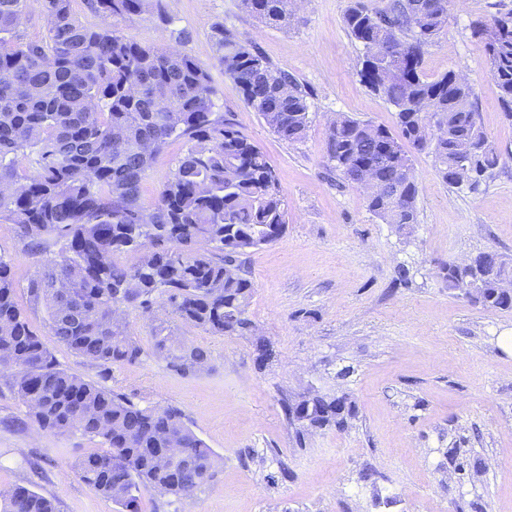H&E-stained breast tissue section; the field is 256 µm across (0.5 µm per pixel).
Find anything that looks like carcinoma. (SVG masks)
I'll return each instance as SVG.
<instances>
[{"label": "carcinoma", "instance_id": "carcinoma-1", "mask_svg": "<svg viewBox=\"0 0 512 512\" xmlns=\"http://www.w3.org/2000/svg\"><path fill=\"white\" fill-rule=\"evenodd\" d=\"M150 0H89L104 25L90 28L72 0H43L46 35L20 31L28 0H0V217L15 224L24 248L43 251L46 237L58 259L27 284L30 309L45 312L55 340L101 365L135 364L144 350L113 309L149 313L165 298L182 322L214 335L252 331L247 307L253 282L244 256L278 239L288 210L265 154L231 122L215 115L216 89L193 58L130 42L108 20L134 22ZM242 9L268 26L295 21L293 0H241ZM448 0H389L371 9L349 0L343 21L363 47L356 74L396 109L399 134L340 114L330 123L326 152L342 180L356 186L364 172L387 187L365 197L368 210L402 230L417 223L418 185L406 145L434 155L443 181L479 191L499 155L482 126L470 83L453 71L430 80L427 49L448 27ZM219 62L246 105L281 140L301 141L308 129L307 93L273 68L226 26L214 27ZM479 49L512 120V12L474 27ZM186 149L151 209L141 205V183L173 141ZM457 170L448 180V169ZM133 253L136 261L117 260ZM512 262L479 251L448 273V289L477 283L475 300L512 310ZM76 291L83 316L66 318L59 284ZM12 262L0 255V371L40 429L79 431L107 445L82 456L75 472L117 506L141 512L138 492L192 497L215 475L216 454L174 406L140 405L60 367L32 329L16 299ZM153 347L167 367L190 375L206 367L209 351L177 340L164 324ZM307 415L282 403L297 434L344 428L354 416L336 413V398L313 393ZM195 466L164 452L173 446ZM0 512H58L55 502L25 486L0 493Z\"/></svg>", "mask_w": 512, "mask_h": 512}]
</instances>
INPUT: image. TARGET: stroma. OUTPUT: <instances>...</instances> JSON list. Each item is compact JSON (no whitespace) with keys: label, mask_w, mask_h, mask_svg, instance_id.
<instances>
[{"label":"stroma","mask_w":512,"mask_h":512,"mask_svg":"<svg viewBox=\"0 0 512 512\" xmlns=\"http://www.w3.org/2000/svg\"><path fill=\"white\" fill-rule=\"evenodd\" d=\"M347 4L303 0L293 24L275 28L240 0H152L147 20L116 25L125 38L188 55L210 72L218 114L265 154L288 209L285 233L246 258L253 334H211L160 301L148 314L129 307L125 320L145 353L133 365H101L58 344L44 312L30 316L62 368L136 403L180 407L216 452V476L195 496L145 491L142 512H512V311L484 309L446 281L449 263L479 251L512 260V122L472 35L512 0H453L447 33L424 62L431 78L465 72L500 163L472 193L446 185L431 153L412 151L418 222L403 231L370 213L359 189L326 176L332 116L395 125L393 106L355 74L363 49L345 29ZM217 23L297 79L310 106L303 141L278 139L247 107L218 62ZM182 149L169 146L146 172L145 208ZM57 252H26L0 218V255L13 263L19 303ZM160 323L208 349V366L187 376L168 369L152 349ZM258 336L273 350L262 365ZM310 391L348 395V426L297 436L282 402ZM102 449L77 432L39 430L0 373V491L29 487L59 512H116L74 473L78 458Z\"/></svg>","instance_id":"obj_1"}]
</instances>
